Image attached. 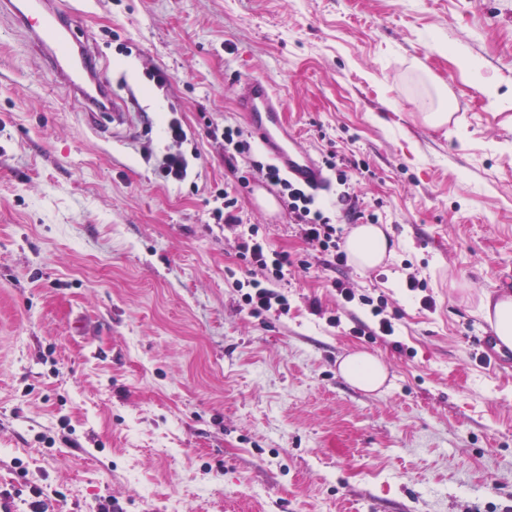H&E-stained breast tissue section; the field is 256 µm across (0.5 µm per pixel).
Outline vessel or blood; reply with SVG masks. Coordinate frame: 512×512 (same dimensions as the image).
Returning a JSON list of instances; mask_svg holds the SVG:
<instances>
[{
    "label": "vessel or blood",
    "instance_id": "1",
    "mask_svg": "<svg viewBox=\"0 0 512 512\" xmlns=\"http://www.w3.org/2000/svg\"><path fill=\"white\" fill-rule=\"evenodd\" d=\"M26 30L32 48L49 56L56 80L84 106L87 124L101 135L128 134L135 128L127 102L111 94L108 65L86 43L72 38L76 10L60 9L56 0H0ZM237 104L248 118L249 131L266 157L289 181L313 192L328 190L325 169L305 143L289 132L284 102L266 79L248 75L237 82ZM112 125L100 127L102 112Z\"/></svg>",
    "mask_w": 512,
    "mask_h": 512
}]
</instances>
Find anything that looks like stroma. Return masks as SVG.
I'll return each instance as SVG.
<instances>
[{
    "mask_svg": "<svg viewBox=\"0 0 512 512\" xmlns=\"http://www.w3.org/2000/svg\"><path fill=\"white\" fill-rule=\"evenodd\" d=\"M80 31L146 133L95 139L0 11L10 512L36 489L51 512H512V357L482 361L479 309L512 291V0H91ZM249 73L319 159L358 163L322 200L349 193L343 232L381 226L391 259L335 267L288 217L263 223L209 133L246 127ZM177 150L196 175L163 182ZM227 187L242 223L214 216ZM249 224L291 260L288 313L242 300L265 277L239 257ZM342 285L382 301L394 335H352L374 319ZM357 352L386 363L378 390L340 375Z\"/></svg>",
    "mask_w": 512,
    "mask_h": 512,
    "instance_id": "35a3bbf8",
    "label": "stroma"
}]
</instances>
